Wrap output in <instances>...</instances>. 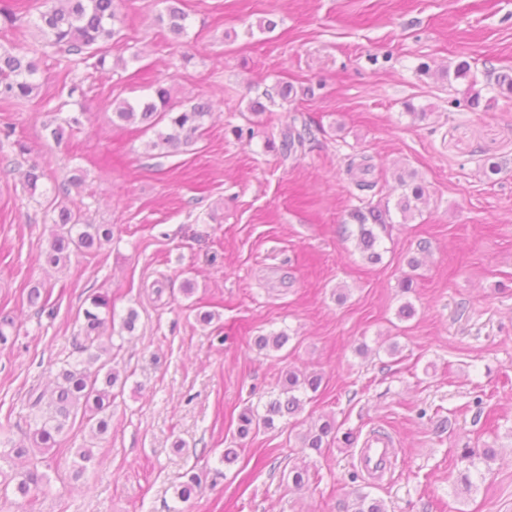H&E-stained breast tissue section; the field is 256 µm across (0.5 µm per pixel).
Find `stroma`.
<instances>
[{
	"label": "stroma",
	"instance_id": "stroma-1",
	"mask_svg": "<svg viewBox=\"0 0 512 512\" xmlns=\"http://www.w3.org/2000/svg\"><path fill=\"white\" fill-rule=\"evenodd\" d=\"M181 7L176 38L158 21L166 0H121L122 31L101 68L44 46L31 17L0 26V46L32 55L40 83L0 100V318L15 323L0 343V439L28 440V393L79 360L93 295L108 294L115 318L139 314L133 333L107 342L121 384L109 433L75 418L40 465L43 491L30 503L2 497L0 512H342L364 485L353 454L373 430L397 443L389 482L370 490L387 512H512V99L486 88L478 108L462 106L467 83L450 75L463 60L479 77L512 72V0ZM161 81L175 101L218 106L194 143L164 155L112 122L115 102ZM283 83L287 102L253 111ZM294 115L315 138L288 155L281 131ZM69 116L79 125L48 140L46 126ZM354 155L369 158L372 201L389 211L376 265L345 223L359 204L346 172ZM490 158L504 164L492 181ZM36 162L47 175L32 193L24 173ZM404 171L425 187L408 222L395 207ZM72 173L83 181L71 208L111 225L112 238L96 257L51 267L47 202ZM35 288L49 312L30 304ZM407 302L416 314L399 319ZM280 332V351L255 347ZM291 369L323 377L301 413L334 420L322 455L302 457L284 417L237 435L241 410L275 397ZM466 443L500 455L469 493L454 466ZM82 447L94 458L77 478ZM297 467L310 474L299 490ZM189 470L201 484L185 502L177 487Z\"/></svg>",
	"mask_w": 512,
	"mask_h": 512
}]
</instances>
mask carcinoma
I'll use <instances>...</instances> for the list:
<instances>
[{"mask_svg": "<svg viewBox=\"0 0 512 512\" xmlns=\"http://www.w3.org/2000/svg\"><path fill=\"white\" fill-rule=\"evenodd\" d=\"M45 10L39 12L33 25L45 42L57 46L70 55H90L97 58L96 65L102 67L106 61V46L120 35L118 24L122 22L116 0H44ZM187 14L176 4L167 8L158 21L167 26L176 36L186 30ZM38 71L35 60L0 50V99H21L32 95L38 84L34 76ZM471 67L467 61L460 62L454 75L457 79L468 81L467 103L476 107L481 98L478 82L470 76ZM487 84L497 89L505 97L512 96V75L509 73H487ZM214 104L199 102L190 106L173 101L170 89L160 85L155 96L131 103L122 101L113 107L114 123L137 125L144 133L153 132L155 139L151 147L167 154L195 141L204 130L206 118L211 114ZM282 150L295 152L314 138L311 126L302 122L301 126L290 123L282 132ZM371 165L367 158L351 159L347 164V173L355 188L360 192H372L378 182L366 179ZM403 193L396 203L403 220L414 218L417 202L425 195L421 185H410L400 180ZM56 211V230L52 234L49 248L44 258L49 265L59 266L68 263L73 254L95 255L112 238V225L86 224L80 212L68 207L63 201L55 199L51 203ZM351 221L357 225V246L363 258L370 263L381 260L377 250L379 237L375 229L385 224L383 213L378 207L367 204L355 208L350 213ZM112 313V302L106 295H96L91 299L90 307L84 309V344L80 352L86 357L68 364L57 377L55 387L39 393L31 392L28 406L33 415L34 429L31 446H12L10 452L16 457L45 455L58 445L59 436L69 422L82 415L95 421L98 434L108 431L112 414L114 393L112 388L119 380V373L107 368V362L101 360L106 347L98 344L100 329L104 323L101 312ZM288 341L283 334L258 336L255 345L260 350L278 351ZM322 383V376L316 372L299 374L295 371L285 373L277 397L264 405V411L249 406L238 416L237 433L245 438L262 428L274 426L275 418L294 416L302 410L301 395L315 393ZM335 432V423L325 419L310 426L300 436L299 450L308 456L320 455L326 447L328 437ZM495 460L492 448L464 447L456 454V463L462 465L459 470V482L466 492L473 487L472 474L479 472L478 464L490 466ZM44 474L38 471V462H33L27 471L0 482V492L11 491L14 497L31 501L37 497L43 485ZM345 512H385L382 501L368 492L356 491L354 498L345 506Z\"/></svg>", "mask_w": 512, "mask_h": 512, "instance_id": "cac0c4a2", "label": "carcinoma"}]
</instances>
